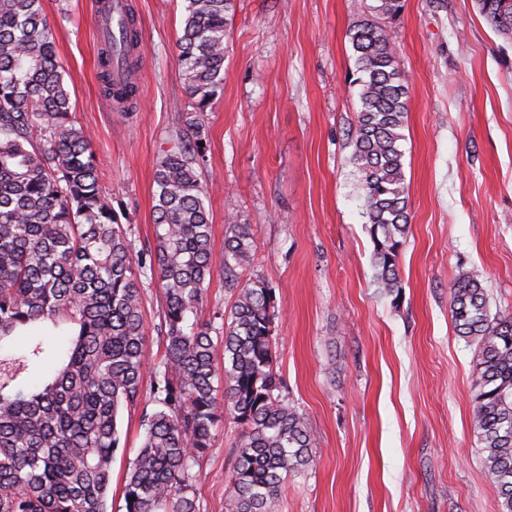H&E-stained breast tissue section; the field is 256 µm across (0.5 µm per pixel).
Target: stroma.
Instances as JSON below:
<instances>
[{
    "instance_id": "stroma-1",
    "label": "stroma",
    "mask_w": 512,
    "mask_h": 512,
    "mask_svg": "<svg viewBox=\"0 0 512 512\" xmlns=\"http://www.w3.org/2000/svg\"><path fill=\"white\" fill-rule=\"evenodd\" d=\"M95 0H41L98 178L134 248L153 242L155 172L190 110L177 62L182 0H132L143 36L139 97L111 107L95 59ZM374 0H236L224 88L207 108L214 252L228 218L250 225V260L214 272L200 317L223 329L231 286L273 290L278 370L317 439L314 466L288 481L282 512H499L473 431L476 343L457 335L450 289L483 276L491 312H512V36L475 0H404L393 21L409 88L402 130L409 192L402 288L373 280L374 244L346 133L358 109L348 30ZM149 360L164 345L162 290L145 282ZM109 512H125L141 410H122ZM232 417L194 466L204 512H224L237 453Z\"/></svg>"
}]
</instances>
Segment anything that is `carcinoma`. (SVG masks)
<instances>
[{"label": "carcinoma", "instance_id": "carcinoma-1", "mask_svg": "<svg viewBox=\"0 0 512 512\" xmlns=\"http://www.w3.org/2000/svg\"><path fill=\"white\" fill-rule=\"evenodd\" d=\"M178 63L192 111L195 141L163 151L155 173L154 246L133 257L132 228L120 224L98 182L86 131L71 120L54 36L40 0H0V512H108L112 462L120 445L122 407H142L145 433L126 469L125 512H201L192 468L211 448L223 419L217 401L215 350L224 352V406L239 429L226 512H281L282 490L305 474L316 439L304 415L282 394L276 370L272 289L257 277L237 289L212 335L198 315L216 271L249 260V225L230 220L224 253L211 247L204 112L224 86L225 38L235 0H183ZM499 32L512 33V0H476ZM402 0H375L349 29L359 109L348 129L362 214L374 243L378 287L399 297V257L408 233V186L401 130L408 86L395 67L391 21ZM100 58L102 93L121 103L134 85L112 83L119 57L138 66L134 15ZM157 276L165 309L163 360L142 384L147 340L141 277ZM458 335L476 342L473 430L500 503L512 512V314L490 315L481 275L451 288ZM48 320L71 334L61 349L20 327ZM35 364L55 374L30 383Z\"/></svg>", "mask_w": 512, "mask_h": 512}]
</instances>
